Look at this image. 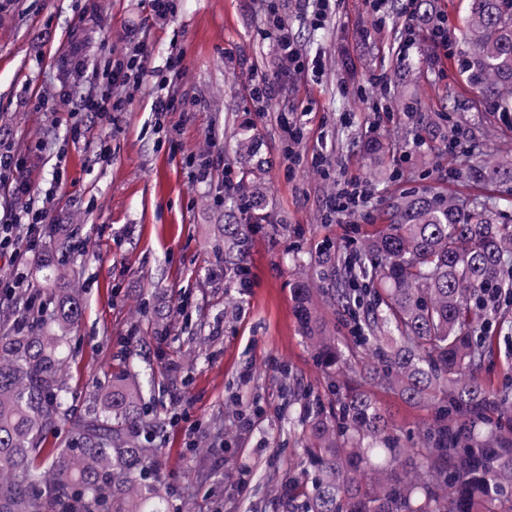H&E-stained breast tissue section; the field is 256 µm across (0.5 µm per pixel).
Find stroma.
Listing matches in <instances>:
<instances>
[{
	"instance_id": "35a3bbf8",
	"label": "stroma",
	"mask_w": 512,
	"mask_h": 512,
	"mask_svg": "<svg viewBox=\"0 0 512 512\" xmlns=\"http://www.w3.org/2000/svg\"><path fill=\"white\" fill-rule=\"evenodd\" d=\"M304 51L320 56L318 76L280 80L274 99L252 101V79L279 69L273 41L263 30L260 0H177L172 17H155L149 0H0V148L24 161L37 194L52 172L64 180L50 219L72 225L78 248L69 261L81 272L83 320L65 367L74 412L96 383L135 364H151L159 385L154 408L168 425L163 433L161 475L183 512H272L264 476L269 463L299 466L303 450L288 430L299 406L283 397L280 369L297 383L326 393L325 373L303 336L293 284L298 270L314 271L323 242L346 245L375 230L385 200L413 188L456 196L472 194L460 174L461 158L448 149L451 127L488 157L512 150V130L499 114L481 112L464 89L465 78L449 58H435L427 39L433 17L448 24L460 45L467 0H434L432 18H419L408 54L401 0H387L376 20L368 0H337L323 28L300 15L296 0H280ZM154 44L140 88L115 125L70 109L99 93L93 63L132 49L142 38ZM181 57L180 75L167 58ZM389 84L379 99L356 91L375 74ZM169 81L177 111L151 110L157 86ZM310 106L303 139L289 156L286 106ZM384 125L370 131L375 108ZM83 131L69 135L71 123ZM253 136L262 159L263 205L276 231L255 235L247 267L249 288L239 310L224 308V274L213 225L224 212L214 200L224 193L221 170L234 169L243 135ZM109 139L112 153L99 160L95 145ZM377 140L385 154L370 159L364 143ZM43 144L30 152V143ZM205 154L219 175L193 183L190 158ZM331 163L329 176L312 165L314 154ZM360 177L371 186L368 221L342 213L324 223L338 183ZM174 329L155 350L134 351L127 338L139 327L151 341L153 323ZM395 418L404 444L435 420L424 406H409L377 390ZM248 408L244 430L225 418L226 438H212L213 419L229 398ZM210 473L211 483L193 475Z\"/></svg>"
}]
</instances>
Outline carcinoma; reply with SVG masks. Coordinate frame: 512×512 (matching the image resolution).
Wrapping results in <instances>:
<instances>
[{"label":"carcinoma","instance_id":"carcinoma-1","mask_svg":"<svg viewBox=\"0 0 512 512\" xmlns=\"http://www.w3.org/2000/svg\"><path fill=\"white\" fill-rule=\"evenodd\" d=\"M468 49L457 65L491 112L512 113V0H468ZM239 179L224 192V288L247 282L261 164L239 143ZM477 187L512 184V159L466 167ZM383 224L319 271L321 303L350 316L342 342L318 331L310 283L297 285L299 319L327 371L325 404L310 388L288 386L303 415L306 467L270 470L266 487L288 512H512V359L493 384L482 372L498 356L491 321L512 306V228L481 193L460 200L430 189L389 200ZM57 224L39 260L52 309L22 295L0 334V512H171L156 440L166 421L153 414L142 379L121 373L88 394L84 413L66 408L64 365L83 314L82 290L57 248L74 247ZM377 383L409 405H430L439 420L405 447L391 414L372 396ZM69 425L62 448L45 435Z\"/></svg>","mask_w":512,"mask_h":512}]
</instances>
